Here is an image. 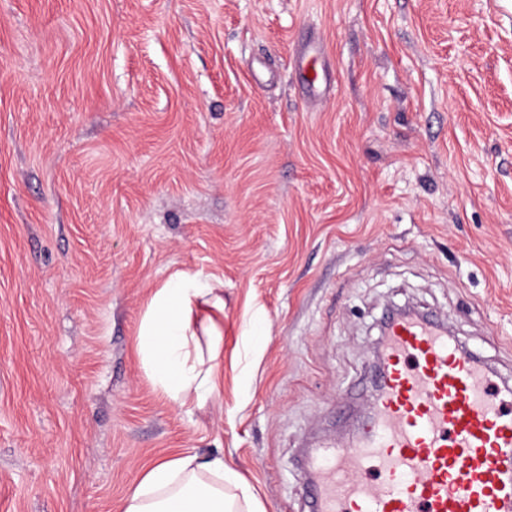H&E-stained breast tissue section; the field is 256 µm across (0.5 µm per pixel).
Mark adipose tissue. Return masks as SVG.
<instances>
[{
  "label": "adipose tissue",
  "instance_id": "obj_1",
  "mask_svg": "<svg viewBox=\"0 0 512 512\" xmlns=\"http://www.w3.org/2000/svg\"><path fill=\"white\" fill-rule=\"evenodd\" d=\"M223 310L224 300L196 275L182 272L153 293L143 314L136 350L155 389L179 407L218 392L217 359L224 325L197 318L203 307ZM123 512H262L249 486L240 484L223 457L200 460L186 451L160 459L127 493Z\"/></svg>",
  "mask_w": 512,
  "mask_h": 512
}]
</instances>
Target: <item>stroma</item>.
Listing matches in <instances>:
<instances>
[{"mask_svg": "<svg viewBox=\"0 0 512 512\" xmlns=\"http://www.w3.org/2000/svg\"><path fill=\"white\" fill-rule=\"evenodd\" d=\"M179 271L224 299L191 409L135 350ZM405 305L512 381V0H0V512H122L187 449L308 512ZM322 53H323L322 44L317 40H310L307 42L304 55L302 56V58L300 60L301 65H303V63L307 60L306 71L311 70L313 72V76L306 79L307 87L310 90H316L317 85L320 82V75H319L318 71H316L315 65H316L318 59L321 57Z\"/></svg>", "mask_w": 512, "mask_h": 512, "instance_id": "1", "label": "stroma"}]
</instances>
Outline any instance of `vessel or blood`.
Here are the masks:
<instances>
[{"instance_id": "obj_1", "label": "vessel or blood", "mask_w": 512, "mask_h": 512, "mask_svg": "<svg viewBox=\"0 0 512 512\" xmlns=\"http://www.w3.org/2000/svg\"><path fill=\"white\" fill-rule=\"evenodd\" d=\"M313 512H512V390L435 320H389L356 442L306 462Z\"/></svg>"}]
</instances>
